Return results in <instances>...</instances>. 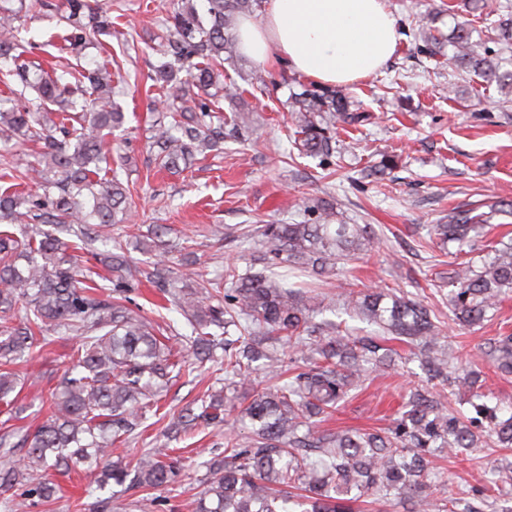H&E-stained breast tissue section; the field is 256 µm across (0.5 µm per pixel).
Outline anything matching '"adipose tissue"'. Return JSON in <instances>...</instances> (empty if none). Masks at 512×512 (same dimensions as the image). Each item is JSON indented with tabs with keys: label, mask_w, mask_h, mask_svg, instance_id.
I'll use <instances>...</instances> for the list:
<instances>
[{
	"label": "adipose tissue",
	"mask_w": 512,
	"mask_h": 512,
	"mask_svg": "<svg viewBox=\"0 0 512 512\" xmlns=\"http://www.w3.org/2000/svg\"><path fill=\"white\" fill-rule=\"evenodd\" d=\"M261 19L242 17L244 55L281 60L320 84L349 83L379 70L398 42L385 0H264Z\"/></svg>",
	"instance_id": "adipose-tissue-1"
}]
</instances>
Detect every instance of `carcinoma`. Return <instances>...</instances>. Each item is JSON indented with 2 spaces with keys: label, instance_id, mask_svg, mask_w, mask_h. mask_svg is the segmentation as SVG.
<instances>
[{
  "label": "carcinoma",
  "instance_id": "obj_1",
  "mask_svg": "<svg viewBox=\"0 0 512 512\" xmlns=\"http://www.w3.org/2000/svg\"><path fill=\"white\" fill-rule=\"evenodd\" d=\"M63 22L69 39L83 45L109 29L107 16L88 0H67ZM206 17L190 2L181 5L164 25L166 61L154 70L152 80L166 86L165 108L172 116L189 115V121H160L154 126L156 158L167 170L179 168L198 154L216 147L235 131L214 121L211 102L189 94L193 86L204 94L221 84L224 64L241 57L235 37L239 16L262 15V0H205ZM48 6L46 0H20L16 9L0 6V82L10 95L0 97V140L41 147L25 166L14 167L18 178L35 185L0 186V224L22 218L37 222L36 236L17 240L0 229V406L8 419L17 416L10 396L19 379L13 366L31 357L36 333H72L77 336L71 367L52 392V412L31 434L7 432L0 437V453L26 449L17 468L0 472V484L21 490L30 500L49 502L57 485L49 469L80 468L89 485L109 484L146 491L176 482L179 469L147 453L130 465L112 460V446L133 434L157 406L170 374L181 361L157 335L155 326L128 306L130 284L124 238L129 236L133 199L121 172L112 169V147L105 136L121 127L125 115L115 100L112 59L91 68L72 67L50 74L40 65L21 59L18 39L20 15L32 17ZM453 58L478 75L512 86V71L476 50L471 28L457 25ZM187 70V79L178 73ZM32 89L44 107L30 111L12 104L13 96ZM289 112L297 127L294 144L309 156H329L337 124L361 123L370 115L354 109L341 87L311 85L291 98ZM488 223L484 214L456 209L448 223L436 225L440 239L460 242L471 229ZM265 250L263 269L242 271L224 267V279L201 292L171 295L196 336L191 348L197 359L218 362L224 352V383L209 388L198 408L187 407L173 423L174 430L203 419L224 424V411L237 390L250 386L252 400L243 411L252 430L244 437L224 438V458L208 464L209 478L197 512H351L338 495L355 489L362 496L374 493L383 502L395 492L412 502V512H431L424 495L429 477V457L442 452H462L478 447L479 437L468 423L484 420L502 448L512 447V416L498 417L492 393L474 390L479 375L459 383L473 390L475 416L463 418L447 407L445 394L415 389L406 411L387 430L328 433L318 424L332 417L350 392L362 384L365 367H377L385 355L377 338H357L349 329L315 339L309 330L310 305L306 296L284 282L280 269L323 268L373 249L376 237L367 224H345L329 205H318L311 218L299 224H264L258 228ZM106 251L113 277L109 299L90 268H81L77 254ZM169 266L159 259L144 280L164 291L169 286ZM456 288L450 305L464 325L484 321L502 294L512 289V245L495 250L494 257L475 268L461 262L452 271ZM347 290L342 300L356 317L404 341L423 343L422 366L432 379L448 378V357L431 346L435 325L430 310L404 297ZM264 338L284 347L319 355V361L294 368L281 385L258 387L250 379L253 363L265 360L268 373L282 374L281 359L261 347ZM497 369L512 373V335L488 342ZM318 458L313 459L308 449Z\"/></svg>",
  "mask_w": 512,
  "mask_h": 512
}]
</instances>
